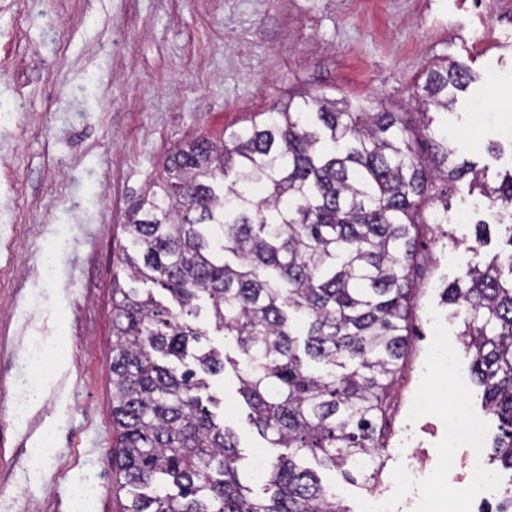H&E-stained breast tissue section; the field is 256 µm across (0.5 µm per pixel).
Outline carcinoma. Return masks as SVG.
<instances>
[{
  "mask_svg": "<svg viewBox=\"0 0 512 512\" xmlns=\"http://www.w3.org/2000/svg\"><path fill=\"white\" fill-rule=\"evenodd\" d=\"M472 71L425 72L420 115L324 94L213 142L180 146L127 213L120 264L150 288L112 289L115 488L125 512H349L321 470L372 480L383 464L389 387L401 368L435 181L480 172L428 116L446 112ZM430 143L431 158L420 153ZM505 248L445 289L501 434L490 462L512 471V172L485 193ZM167 294L171 304L157 299ZM238 353L222 355L209 331ZM231 365L248 419L281 448L260 486L241 478L233 432L205 403Z\"/></svg>",
  "mask_w": 512,
  "mask_h": 512,
  "instance_id": "carcinoma-1",
  "label": "carcinoma"
}]
</instances>
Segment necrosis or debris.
I'll return each instance as SVG.
<instances>
[{
	"label": "necrosis or debris",
	"mask_w": 512,
	"mask_h": 512,
	"mask_svg": "<svg viewBox=\"0 0 512 512\" xmlns=\"http://www.w3.org/2000/svg\"><path fill=\"white\" fill-rule=\"evenodd\" d=\"M486 425L471 413L465 400H457L448 414L447 440L453 452L444 460L430 457L422 439L408 428L396 433L403 450L400 470L381 471L364 501V512H397L396 503L413 512H495L487 499L498 488L503 501L512 490L498 487L487 464Z\"/></svg>",
	"instance_id": "4bbe7bcc"
}]
</instances>
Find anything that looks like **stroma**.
<instances>
[{
    "instance_id": "35a3bbf8",
    "label": "stroma",
    "mask_w": 512,
    "mask_h": 512,
    "mask_svg": "<svg viewBox=\"0 0 512 512\" xmlns=\"http://www.w3.org/2000/svg\"><path fill=\"white\" fill-rule=\"evenodd\" d=\"M476 75L440 127L488 186L512 171V0H0V512H124L112 485V287L126 213L184 143L307 92L416 112L439 59ZM445 258L413 274L412 334L389 432L412 392L441 424L453 403L422 375L429 315L481 391L443 289L464 277L486 200L450 183ZM246 458L271 455L232 369L211 377Z\"/></svg>"
}]
</instances>
